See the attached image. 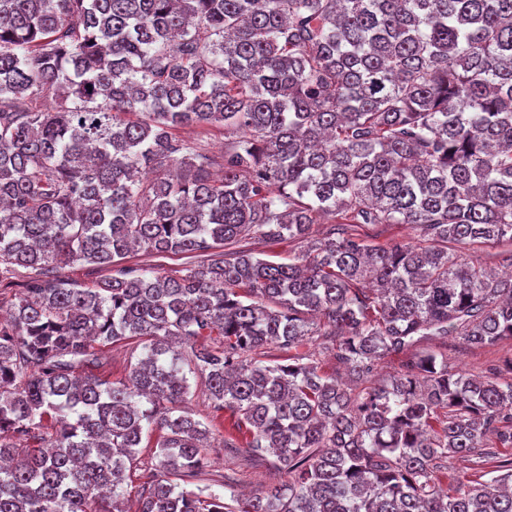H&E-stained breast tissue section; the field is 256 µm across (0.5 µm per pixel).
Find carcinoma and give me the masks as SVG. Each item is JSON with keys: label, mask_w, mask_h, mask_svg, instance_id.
<instances>
[{"label": "carcinoma", "mask_w": 512, "mask_h": 512, "mask_svg": "<svg viewBox=\"0 0 512 512\" xmlns=\"http://www.w3.org/2000/svg\"><path fill=\"white\" fill-rule=\"evenodd\" d=\"M62 104H47L49 96ZM224 129V152L177 135ZM413 224L428 249L330 231L293 263L224 247L315 216ZM512 0H0V512H512V381L446 355L357 392L422 337L512 339ZM194 259L179 278L134 248ZM105 269L91 285L59 269ZM142 347L128 379L103 347ZM295 350L262 363V350ZM189 373L287 481L206 488ZM485 480L440 488L437 463ZM458 255L468 262L481 264L493 270H506L497 263L496 255L503 250L499 244L488 242L482 239L471 241L465 245H452ZM448 467V468H447ZM438 477V482L442 488L448 486V478H459L465 483L467 481L475 480L478 478L479 470L473 463V458L470 456L460 457V455L448 459L443 467L435 469Z\"/></svg>", "instance_id": "carcinoma-1"}]
</instances>
